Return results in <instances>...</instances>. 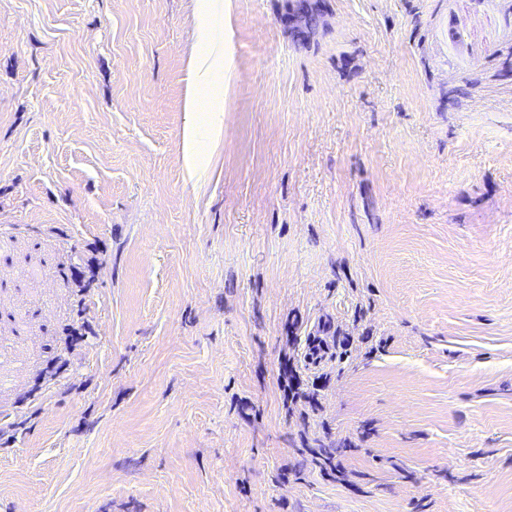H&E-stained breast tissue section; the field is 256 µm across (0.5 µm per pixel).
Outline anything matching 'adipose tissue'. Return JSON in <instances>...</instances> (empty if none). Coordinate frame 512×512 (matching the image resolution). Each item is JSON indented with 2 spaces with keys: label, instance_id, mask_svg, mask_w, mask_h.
Returning a JSON list of instances; mask_svg holds the SVG:
<instances>
[{
  "label": "adipose tissue",
  "instance_id": "obj_1",
  "mask_svg": "<svg viewBox=\"0 0 512 512\" xmlns=\"http://www.w3.org/2000/svg\"><path fill=\"white\" fill-rule=\"evenodd\" d=\"M222 25L211 0H201L199 29L203 41L191 62L193 92L187 108L193 115L192 122L183 135L185 160L191 173H199L208 156L209 145L222 131L219 120L224 110V75L227 64L224 45L213 40L212 34Z\"/></svg>",
  "mask_w": 512,
  "mask_h": 512
}]
</instances>
